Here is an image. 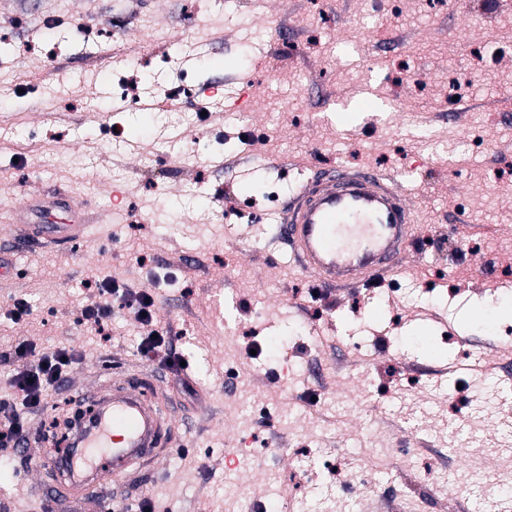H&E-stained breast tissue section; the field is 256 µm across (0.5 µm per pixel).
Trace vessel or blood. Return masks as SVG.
I'll return each instance as SVG.
<instances>
[{
	"instance_id": "b4317fda",
	"label": "vessel or blood",
	"mask_w": 512,
	"mask_h": 512,
	"mask_svg": "<svg viewBox=\"0 0 512 512\" xmlns=\"http://www.w3.org/2000/svg\"><path fill=\"white\" fill-rule=\"evenodd\" d=\"M16 248L51 244L65 247L85 239L93 218L86 205L66 190L34 191L9 206ZM288 215L276 227L299 267L313 271L320 288L371 286L401 269L400 259L414 240L417 222L406 190L392 177L371 170L338 167L314 176L288 203ZM155 381L131 378L111 393H94L97 408L90 423L72 438L76 452L42 458L39 466H61L66 474L51 493L67 512L92 502L96 512L110 505L90 498L132 464H153L177 421L154 402Z\"/></svg>"
}]
</instances>
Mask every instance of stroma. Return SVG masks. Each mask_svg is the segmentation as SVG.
Masks as SVG:
<instances>
[{
    "label": "stroma",
    "mask_w": 512,
    "mask_h": 512,
    "mask_svg": "<svg viewBox=\"0 0 512 512\" xmlns=\"http://www.w3.org/2000/svg\"><path fill=\"white\" fill-rule=\"evenodd\" d=\"M111 2L30 0L23 10L0 0V40L11 45L0 54V208L65 185L95 213L88 238L65 253L15 251L0 222L15 266L0 279V355L21 339L80 351L54 408L131 370L156 372L171 392L172 450L152 473L131 469L106 486L113 512L144 492L153 512H239L230 485L262 512H492L512 487V414L500 396L512 379V319L488 315L462 332L455 318L475 299L512 301V253L487 267L459 260L458 279L448 257L481 228L512 242V0L490 14L480 0L463 13L450 0H327L318 15L310 0H127L121 34L102 23ZM370 11L368 30L360 18ZM42 15L59 27L27 42L24 25ZM283 23L293 38L279 37ZM205 36L220 37V59L184 65ZM333 55L347 66L331 68ZM226 73L246 79L226 85ZM131 75L162 96L190 92L133 119L122 97ZM452 75L471 80L475 113L449 116ZM369 81L402 96V111L360 99ZM207 97L224 108L197 114ZM233 104L251 111L247 137L225 119ZM346 112L366 136H343ZM340 165L393 175L419 226L402 271L328 298L274 226L294 191ZM94 279L151 295L186 369L139 354L145 330L120 302L101 334L87 331ZM18 299L32 313L16 322ZM425 312L435 320L422 337L411 327ZM483 340L499 367L437 385L434 367L474 362ZM322 383L340 412L332 427L305 402ZM479 391L484 414L462 415ZM463 437L458 469L422 452ZM470 468L482 484L469 493ZM38 478L0 446V508L50 512L32 490Z\"/></svg>",
    "instance_id": "1"
}]
</instances>
